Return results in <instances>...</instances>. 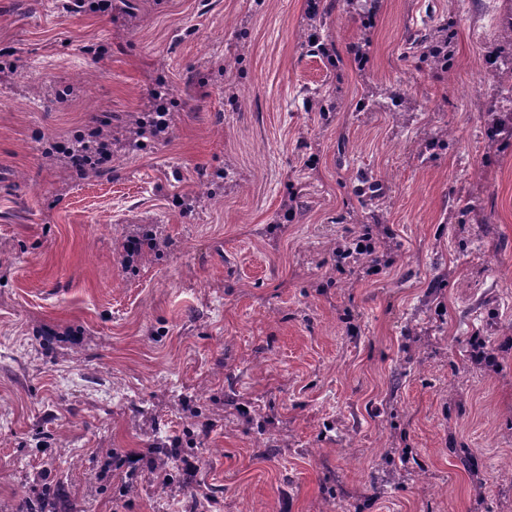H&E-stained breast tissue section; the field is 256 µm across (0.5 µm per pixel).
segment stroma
<instances>
[{"label":"stroma","mask_w":512,"mask_h":512,"mask_svg":"<svg viewBox=\"0 0 512 512\" xmlns=\"http://www.w3.org/2000/svg\"><path fill=\"white\" fill-rule=\"evenodd\" d=\"M496 0H381L363 63L300 45L309 0H161L128 27L57 0H0V502L51 512H512V146L489 139ZM455 21L448 75L404 52ZM105 45L94 61L90 47ZM243 54L224 95L216 74ZM170 134L68 180L42 148L155 108ZM332 83L340 109L308 110ZM405 112H359L385 87ZM448 147L421 153L424 132ZM224 194L180 199L215 173ZM378 181L362 202L354 189ZM156 225L148 266L122 244ZM372 233L389 267L336 268ZM248 414H239V406ZM211 424L201 435L203 424ZM177 440L167 489L100 473L103 449ZM368 253L373 255L377 253V243L371 233L366 232L355 239H346L336 246V256L341 263L354 258L355 255Z\"/></svg>","instance_id":"obj_1"}]
</instances>
